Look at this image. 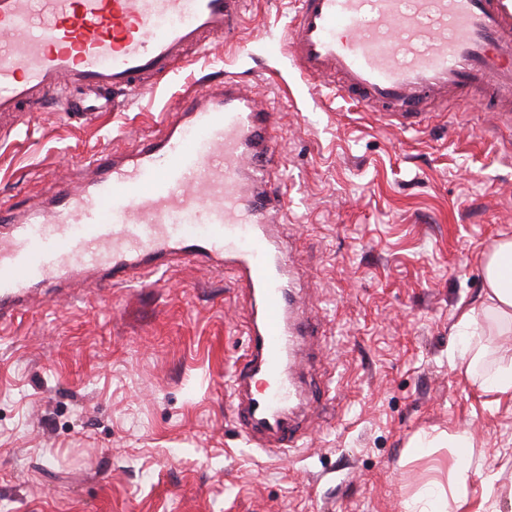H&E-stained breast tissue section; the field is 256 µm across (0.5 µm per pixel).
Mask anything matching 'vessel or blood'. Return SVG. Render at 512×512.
I'll use <instances>...</instances> for the list:
<instances>
[{"instance_id": "1", "label": "vessel or blood", "mask_w": 512, "mask_h": 512, "mask_svg": "<svg viewBox=\"0 0 512 512\" xmlns=\"http://www.w3.org/2000/svg\"><path fill=\"white\" fill-rule=\"evenodd\" d=\"M248 0H0L4 135L47 102L94 123L70 93L104 99L140 91L189 64L205 38L233 40ZM283 52L330 96L364 104L400 132L423 131L447 109L496 103L512 127V0H295ZM278 121L237 82L203 81L174 120L124 152L97 151L86 183H61L25 213L0 209V324L37 287L95 275L119 287L178 260L224 258L252 301L247 349L231 387L246 438L298 447L290 413L296 362L317 332L294 308L288 257L272 224L288 193L269 176Z\"/></svg>"}]
</instances>
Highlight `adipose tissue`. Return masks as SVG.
Listing matches in <instances>:
<instances>
[{"instance_id":"obj_1","label":"adipose tissue","mask_w":512,"mask_h":512,"mask_svg":"<svg viewBox=\"0 0 512 512\" xmlns=\"http://www.w3.org/2000/svg\"><path fill=\"white\" fill-rule=\"evenodd\" d=\"M485 288L481 306L498 318L512 321V238L500 239L483 263Z\"/></svg>"}]
</instances>
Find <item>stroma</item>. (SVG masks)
Here are the masks:
<instances>
[{
  "label": "stroma",
  "mask_w": 512,
  "mask_h": 512,
  "mask_svg": "<svg viewBox=\"0 0 512 512\" xmlns=\"http://www.w3.org/2000/svg\"><path fill=\"white\" fill-rule=\"evenodd\" d=\"M289 4L257 0L232 45L94 124L56 103L34 113L0 141V207L79 182L92 152L153 133L204 77L271 108L292 199L277 233L298 303L326 324L300 369L301 447L246 441L230 376L250 301L187 260L150 285L65 289L0 327V512H403L435 483L458 512H512V403L460 366L455 328L477 309L488 363L512 357V327L478 308L484 257L512 237V129L482 101L401 133L326 98L271 51ZM458 430L474 448L457 490L453 450L411 443Z\"/></svg>",
  "instance_id": "1"
}]
</instances>
